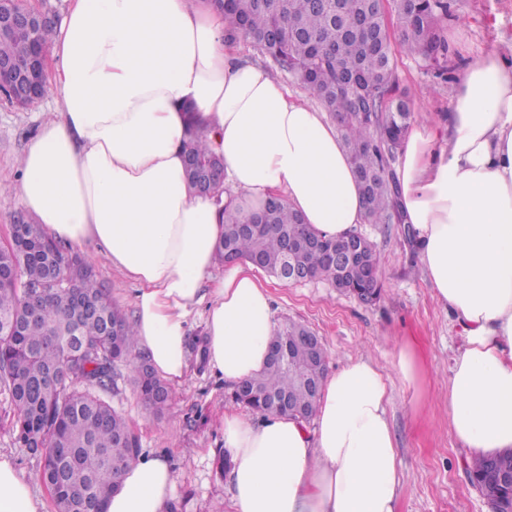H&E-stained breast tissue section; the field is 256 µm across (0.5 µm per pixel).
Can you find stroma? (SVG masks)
<instances>
[{"mask_svg":"<svg viewBox=\"0 0 512 512\" xmlns=\"http://www.w3.org/2000/svg\"><path fill=\"white\" fill-rule=\"evenodd\" d=\"M440 26L456 66L450 80L436 82L421 60L396 57V88L408 91L415 108L432 118L453 106L467 64L493 52L512 54V0H450V14ZM59 109L50 98L23 110L0 98V240L8 239L20 209L14 195L20 177L17 160L39 126ZM356 230L380 253L381 298L367 305L324 281L286 286L265 274L261 280L271 292L274 319L309 327L322 339L332 370L362 354L386 368L401 347H410L422 371L420 385L414 390L393 385L387 408L404 474L397 512H486L485 499L467 477L466 453L448 430L447 379L463 345L462 331L433 299L417 240L407 225L366 223ZM79 253L92 258L113 303L134 315V283L95 245L80 247ZM227 389L223 379L195 362L175 386V398L163 414L144 406L128 368H121L108 395L138 436L142 453L168 457L178 512H224L229 500V480L216 472L218 451L224 446L222 419L228 412L251 421L257 415L228 402ZM13 423L14 411L0 391V452L30 481L46 512H56L49 490L36 479L40 459L17 442Z\"/></svg>","mask_w":512,"mask_h":512,"instance_id":"obj_1","label":"stroma"}]
</instances>
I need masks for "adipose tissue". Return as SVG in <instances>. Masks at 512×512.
I'll list each match as a JSON object with an SVG mask.
<instances>
[{"label":"adipose tissue","instance_id":"obj_1","mask_svg":"<svg viewBox=\"0 0 512 512\" xmlns=\"http://www.w3.org/2000/svg\"><path fill=\"white\" fill-rule=\"evenodd\" d=\"M59 112L18 165L16 193L53 239L99 247L136 285L134 328L156 375L180 383L187 321L206 304V363L226 384L266 364L277 328L252 267L217 271L224 205L278 195L314 231L365 222L350 157L308 95L240 60L210 0H74L45 46ZM224 159L226 193L185 178L188 146ZM434 298L465 336L448 374V427L470 459L512 449V61L477 59L447 116L413 124L396 171ZM392 389L360 356L327 373L313 425L223 417L233 512H396L403 476ZM166 458L139 455L106 512H165ZM41 501L0 453V512Z\"/></svg>","mask_w":512,"mask_h":512}]
</instances>
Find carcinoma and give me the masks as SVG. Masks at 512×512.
I'll use <instances>...</instances> for the list:
<instances>
[{
    "label": "carcinoma",
    "mask_w": 512,
    "mask_h": 512,
    "mask_svg": "<svg viewBox=\"0 0 512 512\" xmlns=\"http://www.w3.org/2000/svg\"><path fill=\"white\" fill-rule=\"evenodd\" d=\"M370 0H216L213 7L228 20V34L248 41L283 71L311 90L339 121V131L361 189L370 224H398L391 164L403 136L420 118L408 94L394 84L395 50L422 60L443 81L450 79L448 39L439 21L448 17V0H390L398 40L388 36L371 11ZM27 36L0 39V57L26 59ZM187 155L200 175L215 155L200 142ZM26 232L0 257V387L15 412L18 441L41 458L40 480L57 512H86L90 502L103 504L119 487V478L140 454V443L126 418L104 398L115 389L116 368L132 366L133 381L145 402L161 414L171 400L167 385L137 350L133 322L113 303L98 281L94 264L67 254L40 224L28 218ZM310 227L276 197L259 213L245 216L224 209V236L218 257L251 261L275 277L288 243L314 237ZM294 264L318 279L336 283L350 294H381L379 258L352 263L336 272L323 252L300 247ZM309 329L295 322L277 327L271 345L288 341L294 363L309 373L307 382L273 362L245 381L244 401L228 398L260 415L288 414L274 399L299 402L316 415L319 391L328 366L321 342H304ZM512 471V450L491 459ZM487 458L469 463L470 482L489 478Z\"/></svg>",
    "instance_id": "obj_1"
}]
</instances>
